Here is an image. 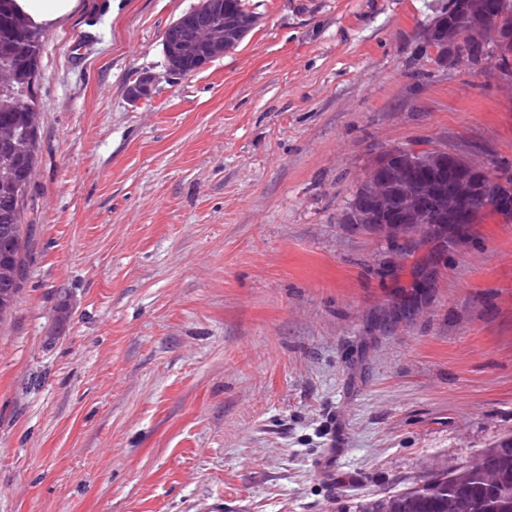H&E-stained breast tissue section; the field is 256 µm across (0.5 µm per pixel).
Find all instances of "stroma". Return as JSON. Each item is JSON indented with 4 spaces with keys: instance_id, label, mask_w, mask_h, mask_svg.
Listing matches in <instances>:
<instances>
[{
    "instance_id": "35a3bbf8",
    "label": "stroma",
    "mask_w": 512,
    "mask_h": 512,
    "mask_svg": "<svg viewBox=\"0 0 512 512\" xmlns=\"http://www.w3.org/2000/svg\"><path fill=\"white\" fill-rule=\"evenodd\" d=\"M77 2L39 51L0 512H355L512 435V212L346 221L390 148L512 184V55L437 60L450 0H246L173 75L202 0ZM202 2L203 3L197 9L180 16L167 30V35L170 38L171 33H176L177 28L183 23L177 38L170 40L173 64L171 67H168V70L171 73L180 74L177 65L179 60L185 57L203 56L210 52L219 54L222 50L232 48L250 29V24L254 16L247 10L245 0H224V13L236 19L241 26L239 33H234L233 31L226 33V46L224 47V29L225 27L231 28L234 23L232 19H227V16L224 17V15L219 12L223 2L215 4V10L219 13L212 14L214 19L220 24L213 22L211 17L205 15L187 18L184 21V17L188 14L203 13L210 9L211 2L207 0ZM203 28L207 30V35L209 36L206 41H201L198 38V34ZM215 56L216 55L206 54L199 60L188 59L182 64L183 69L181 74L185 75L201 68ZM373 194L374 189L371 185L362 183L359 186L348 207V221L350 224H358L372 233L387 237L395 236L394 229L398 227L399 224L401 225L398 227V234L411 232V230L416 227L415 224H413L416 223V221H412V219L400 209L401 202L397 198L392 199L394 213L391 215L390 219L378 216L368 207H362L360 202L364 201V203H366L368 199L372 198ZM355 200H358L356 208L353 206ZM398 219L399 222H397ZM381 222L383 224H378Z\"/></svg>"
}]
</instances>
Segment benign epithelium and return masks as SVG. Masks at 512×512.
<instances>
[{
  "instance_id": "benign-epithelium-1",
  "label": "benign epithelium",
  "mask_w": 512,
  "mask_h": 512,
  "mask_svg": "<svg viewBox=\"0 0 512 512\" xmlns=\"http://www.w3.org/2000/svg\"><path fill=\"white\" fill-rule=\"evenodd\" d=\"M449 15L451 21L448 22V28L433 25L429 29V36L441 37L450 57L454 55L457 46L476 38L473 27L476 18L480 19L484 27L496 29L500 38L507 41L512 39V31L499 28V17L494 10H487L471 0H455ZM231 26L233 20L230 18L224 19L222 24L205 15L185 19L177 38L170 40L172 66L169 71L180 73L178 62L185 57L202 56L210 52L221 53L224 50V29ZM153 82L154 76L141 75L128 90L129 98L133 101L144 98L150 93ZM440 154L442 158L438 173L431 177V181H448V236L452 237L474 223L485 210L512 203V191L491 174L486 164L455 152L442 150ZM413 169L412 164L398 163L389 155L369 169L365 181L378 189V208L385 209L389 206L390 182L396 181L406 187L404 199L407 209L417 214L426 211L428 204L425 199L410 189L414 180Z\"/></svg>"
}]
</instances>
